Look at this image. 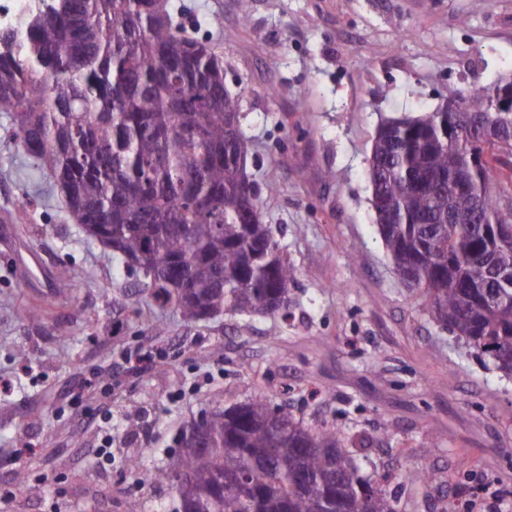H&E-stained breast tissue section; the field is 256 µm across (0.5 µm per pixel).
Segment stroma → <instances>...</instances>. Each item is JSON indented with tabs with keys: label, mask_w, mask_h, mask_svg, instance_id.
<instances>
[{
	"label": "stroma",
	"mask_w": 512,
	"mask_h": 512,
	"mask_svg": "<svg viewBox=\"0 0 512 512\" xmlns=\"http://www.w3.org/2000/svg\"><path fill=\"white\" fill-rule=\"evenodd\" d=\"M170 2L240 99L247 174L295 274L288 313L185 325L69 221L0 113V512H178L171 485L139 486L129 458L166 467L183 427L259 395L306 427L366 436L361 473L388 475L397 512H512V375L403 282L368 177L383 121L512 75V0ZM63 279L75 296H56ZM413 468L436 478L404 481Z\"/></svg>",
	"instance_id": "stroma-1"
}]
</instances>
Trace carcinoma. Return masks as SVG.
Segmentation results:
<instances>
[{
    "instance_id": "1",
    "label": "carcinoma",
    "mask_w": 512,
    "mask_h": 512,
    "mask_svg": "<svg viewBox=\"0 0 512 512\" xmlns=\"http://www.w3.org/2000/svg\"><path fill=\"white\" fill-rule=\"evenodd\" d=\"M488 88L451 89L466 104ZM0 112L59 188L72 223L130 259L189 325L226 310L286 312L293 272L243 179L249 141L211 43L167 0H36L0 43ZM197 126L200 140L183 130ZM493 127L498 140L474 143ZM512 113L427 112L380 126L371 154L376 224L427 312L512 371ZM460 180L467 190L448 193ZM165 471L181 512H396L353 464L365 438L309 429L257 396L212 412Z\"/></svg>"
}]
</instances>
